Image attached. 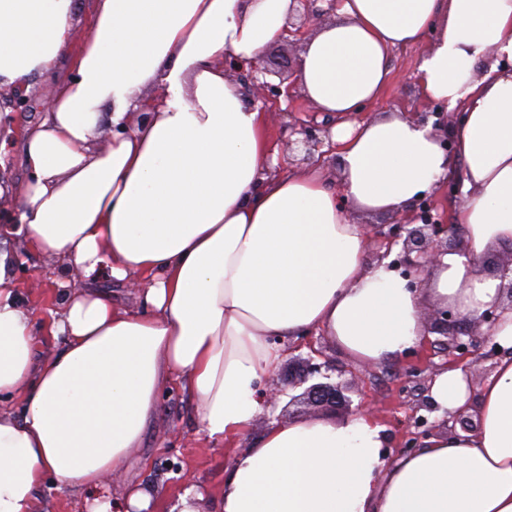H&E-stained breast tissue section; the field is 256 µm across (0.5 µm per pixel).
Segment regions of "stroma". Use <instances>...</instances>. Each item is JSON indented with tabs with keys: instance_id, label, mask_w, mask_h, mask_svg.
<instances>
[{
	"instance_id": "stroma-1",
	"label": "stroma",
	"mask_w": 512,
	"mask_h": 512,
	"mask_svg": "<svg viewBox=\"0 0 512 512\" xmlns=\"http://www.w3.org/2000/svg\"><path fill=\"white\" fill-rule=\"evenodd\" d=\"M426 43H418L393 51L390 58L392 80L382 96L372 104L368 116L382 112H428L432 103L424 100L420 90L418 67ZM74 76L68 63H60L51 73L32 79L27 89L33 103L29 111L20 113L18 127L27 129L40 123L45 112L39 104L42 94L56 90ZM268 136L277 145V168L282 172H297L309 168L302 155L283 151V144L296 139L300 125L324 123V116L304 94L292 99H280L267 110ZM20 299L35 318L47 316L56 305L57 286L53 266L47 260L32 255L17 269ZM443 365L449 360L448 340L423 342L414 352L380 363H358L345 354L329 337L316 332L290 343L283 361L270 375L265 385H277L281 399L271 414L255 421L248 435L234 442L215 445L201 431L193 409L177 385H169L161 397L160 408L149 423L140 448L134 449V463L121 469L110 484L112 496H121L135 486H144L153 493L152 512H172L185 489L195 488L205 498H213L222 488L234 456L249 447L271 422H285L314 416L330 422L345 420L346 415L331 409L312 410L300 404L302 392L295 380L302 375L307 362L329 363L330 382L350 383L355 387L353 401L365 400L378 409L377 422L384 427L388 450L402 446L406 439L409 419L421 406V384L427 383V373L418 369L422 358Z\"/></svg>"
}]
</instances>
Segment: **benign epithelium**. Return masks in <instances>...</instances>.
<instances>
[{
	"label": "benign epithelium",
	"mask_w": 512,
	"mask_h": 512,
	"mask_svg": "<svg viewBox=\"0 0 512 512\" xmlns=\"http://www.w3.org/2000/svg\"><path fill=\"white\" fill-rule=\"evenodd\" d=\"M244 69L259 75L266 72L262 67V58L245 64L235 58H224V70L238 72ZM459 113L447 112L443 106L434 107L430 112H418L414 121L427 124L432 123V129L439 134L440 145L446 156L454 157L455 145L446 136L448 124L456 122ZM331 126L314 125L301 129L302 138L290 141L286 144L288 152L294 153L302 150L306 158L315 156V152L323 145V139L330 137ZM366 237L378 244L380 251L377 259L383 260L390 256L392 248L401 245V250L389 263V267L401 271L404 278L409 279V287L421 288L424 286V276L435 265L438 257L448 251L464 253L467 250L465 229L462 224H446L433 214V194L425 193L418 198L409 209L394 214L393 221L388 228L378 225L366 227ZM494 277L499 279L498 295L496 301L485 309L476 318H469L458 310L446 306L434 310L431 329L448 337L455 349L463 356L475 355L479 358H488L497 352V345L489 335L474 332L468 335L467 341H462L459 324L468 321L478 328L484 324L488 327L495 326L502 315L512 310V253L502 258L497 264ZM349 386L343 384L314 383L307 387L301 395V399L309 406L316 408L345 409L352 414L368 413L371 407L365 403L352 406V400L345 395ZM416 427L422 429L404 442L406 448L420 447L419 439L428 436L435 425L428 423L424 416L415 418ZM442 424L451 425L452 429H460L465 433L476 430L478 423L473 415L463 412L450 413L443 419Z\"/></svg>",
	"instance_id": "7a95c632"
}]
</instances>
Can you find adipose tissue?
Instances as JSON below:
<instances>
[{"label":"adipose tissue","instance_id":"1","mask_svg":"<svg viewBox=\"0 0 512 512\" xmlns=\"http://www.w3.org/2000/svg\"><path fill=\"white\" fill-rule=\"evenodd\" d=\"M292 0H96L75 75L22 146L30 179L0 166V512H45L47 481L88 512H146L148 489L104 495L178 380L214 442L271 409L262 381L287 341L320 329L354 359L404 355L427 334L424 305L475 316L497 298L479 269L512 247V0H340L306 41L300 89L344 118L341 189L316 171L274 172L266 115L224 71L281 41ZM77 22L74 0H0V89L48 72ZM431 39L424 98L459 112L467 254L447 252L422 288L368 263L363 218L404 211L452 167L430 126L398 112L355 121L390 81L395 49ZM161 86L150 120L134 122ZM109 142H102L104 129ZM56 263L44 323L20 303L24 254ZM140 281V311L65 275ZM63 342L39 357L42 336ZM439 431L389 460L371 416L271 423L236 455L212 512H512V357L471 386L437 373ZM20 409H13L12 401Z\"/></svg>","mask_w":512,"mask_h":512}]
</instances>
